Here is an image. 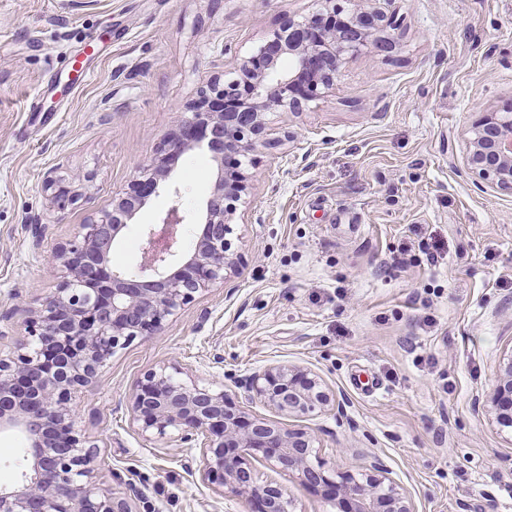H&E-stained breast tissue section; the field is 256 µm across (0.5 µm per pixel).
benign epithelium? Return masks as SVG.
I'll return each instance as SVG.
<instances>
[{"label":"benign epithelium","instance_id":"1","mask_svg":"<svg viewBox=\"0 0 512 512\" xmlns=\"http://www.w3.org/2000/svg\"><path fill=\"white\" fill-rule=\"evenodd\" d=\"M377 2L322 0L315 13L284 20L256 53L240 60L234 77L209 80L112 208L80 225L76 240L53 252L61 281L29 320L32 341L0 355V431L17 429L28 441L22 480L0 485V512H135L133 499L97 484L96 454L76 428L73 396L118 350L158 335L186 305L224 286L247 263L232 217L253 190L258 146L271 144L267 114L302 112L332 89L347 59L392 51L393 21ZM197 149L210 155L217 175L195 216L201 232L189 251L179 249L184 216L174 208L148 225L145 261L136 273L112 266L122 230L165 189L179 159ZM463 165L512 192V101L476 113ZM46 188L62 206L77 197L64 178L48 179ZM183 374L176 362L145 372L129 394L130 426L151 444L199 449L202 479L221 495L249 503L250 512H296L281 485L256 478L250 459L260 456L323 492L337 512H417L412 495L379 459L333 478L323 463L312 462L313 431L249 413L256 401L295 418L341 407L317 372L269 364L238 381L234 393L220 381ZM481 405L499 431L512 434V350L499 361Z\"/></svg>","mask_w":512,"mask_h":512}]
</instances>
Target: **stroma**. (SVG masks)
Instances as JSON below:
<instances>
[{"label": "stroma", "mask_w": 512, "mask_h": 512, "mask_svg": "<svg viewBox=\"0 0 512 512\" xmlns=\"http://www.w3.org/2000/svg\"><path fill=\"white\" fill-rule=\"evenodd\" d=\"M317 0H0V354L60 271L52 251L124 192L187 104L233 75L286 18ZM396 47L348 59L333 88L292 114L270 112L257 181L234 221L247 263L134 340L73 401L97 447L96 476L138 512H248L203 481L198 449L162 450L129 425L127 395L178 362L198 380L271 363L322 375L342 411L301 420L331 471L379 459L418 512H512V436L475 405L512 347V194L462 163L476 112L512 99V0H385ZM38 111H30L31 101ZM208 153L184 155L128 225L117 267L142 261L145 225L198 212ZM66 178L79 198L57 206ZM297 512H336L320 493L251 462Z\"/></svg>", "instance_id": "stroma-1"}]
</instances>
